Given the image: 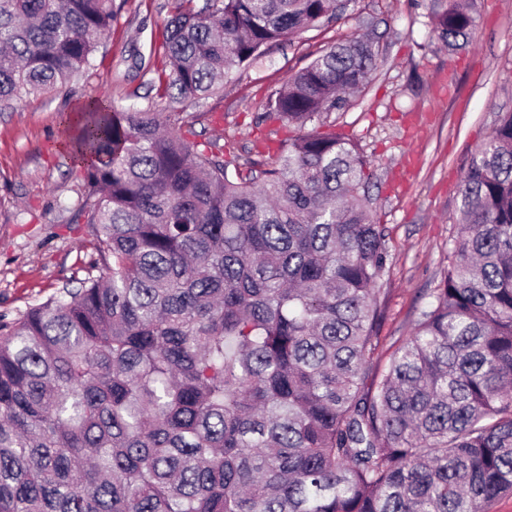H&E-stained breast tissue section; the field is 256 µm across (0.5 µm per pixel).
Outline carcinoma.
Returning a JSON list of instances; mask_svg holds the SVG:
<instances>
[{
	"instance_id": "obj_1",
	"label": "carcinoma",
	"mask_w": 512,
	"mask_h": 512,
	"mask_svg": "<svg viewBox=\"0 0 512 512\" xmlns=\"http://www.w3.org/2000/svg\"><path fill=\"white\" fill-rule=\"evenodd\" d=\"M169 0L159 98L213 94L353 0ZM464 49L475 0H431ZM113 0H0V103L88 70ZM378 51L338 42L269 96L275 159L199 148L108 96L65 116L87 275L0 318V512H486L512 495V111L470 157L448 269L368 369L386 228L373 172L323 116Z\"/></svg>"
}]
</instances>
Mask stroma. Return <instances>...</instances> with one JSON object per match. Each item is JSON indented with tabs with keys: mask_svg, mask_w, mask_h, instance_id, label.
<instances>
[{
	"mask_svg": "<svg viewBox=\"0 0 512 512\" xmlns=\"http://www.w3.org/2000/svg\"><path fill=\"white\" fill-rule=\"evenodd\" d=\"M430 0H356L341 20L272 45L222 90L175 104L151 87L162 64L167 0H115L112 27L92 66L69 88L42 90L0 108V317L11 320L88 270L105 274L80 211L83 174L60 144L62 115L101 94L117 106H152L194 125L199 143L234 147L252 160L253 140L285 138L264 121L268 96L332 43L370 38L378 67L366 89L327 125L357 142L371 162L372 208L386 227L388 262L378 284L383 317L371 371L412 335L448 266L459 218L458 187L499 112L512 110V0H476L478 25L451 53L431 32Z\"/></svg>",
	"mask_w": 512,
	"mask_h": 512,
	"instance_id": "35a3bbf8",
	"label": "stroma"
}]
</instances>
